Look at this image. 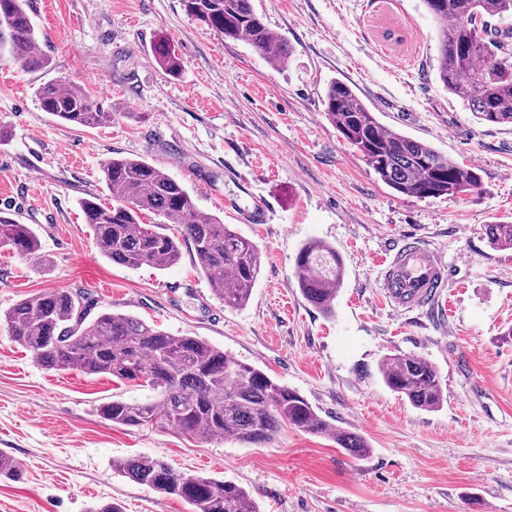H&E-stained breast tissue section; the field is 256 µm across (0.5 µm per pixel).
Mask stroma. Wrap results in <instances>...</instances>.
Masks as SVG:
<instances>
[{"mask_svg": "<svg viewBox=\"0 0 512 512\" xmlns=\"http://www.w3.org/2000/svg\"><path fill=\"white\" fill-rule=\"evenodd\" d=\"M292 55L267 63L245 42L186 14L181 0H29L50 66L0 57V212L32 225L41 256L0 248V311L47 290L89 293L96 311L131 314L199 336L299 391L336 427L361 435L359 460L328 436L285 427L265 448L103 419L102 403L142 401L149 388L105 375L47 370L0 325V512H192L138 485L112 462L149 456L175 470L233 482L260 512H512V249L485 227L512 223V127L477 123L437 79L435 26L422 0H253ZM396 40H385V31ZM167 37L183 61L157 63ZM354 89L386 127L477 168L482 190L419 200L377 179L327 120L321 93ZM85 88L112 121L94 127L43 112L36 88ZM42 159L39 172L26 165ZM111 157L153 161L261 253L248 303L225 307L198 270L191 243L163 270L102 256L78 202L110 194ZM267 222L250 215L258 202ZM415 237L436 250L450 281L438 307L400 311L377 288L389 252ZM310 239L343 257L333 316L301 296L294 259ZM434 364L446 400L414 408L378 373L384 357ZM155 58L159 64L170 74H177L182 66V59L175 53L174 48L164 39L154 45Z\"/></svg>", "mask_w": 512, "mask_h": 512, "instance_id": "1", "label": "stroma"}]
</instances>
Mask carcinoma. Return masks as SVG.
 Returning <instances> with one entry per match:
<instances>
[{
  "label": "carcinoma",
  "instance_id": "carcinoma-1",
  "mask_svg": "<svg viewBox=\"0 0 512 512\" xmlns=\"http://www.w3.org/2000/svg\"><path fill=\"white\" fill-rule=\"evenodd\" d=\"M437 27V74L477 120L512 126V0H423ZM198 22L245 40L264 60L277 65L290 57L288 41L274 33L252 0H182ZM0 53L11 54L28 69H41L49 58L37 49L38 36L26 0H0ZM155 58L170 74L182 59L164 39L154 45ZM41 109L57 120L81 127L112 121V113L81 87L60 81L40 85ZM326 118L355 149L377 178L397 193L419 200L477 192L480 175L432 145L384 127L347 83L334 79L323 93ZM111 202L79 201L84 221L101 253L131 269L167 268L180 260V242L194 246L201 273L212 291L230 308L249 301L261 271L257 246L213 215L201 213L184 185L164 169L139 158L112 157L101 163ZM161 218L147 224L148 215ZM176 227L178 235L163 232ZM489 243L512 248V224H489ZM26 258L39 256L35 229L0 216V243ZM302 297L320 313L334 312L346 270L335 246L310 240L295 257L294 271ZM89 297L52 290L18 300L0 314L12 342L47 369L70 368L86 375H108L138 382L154 397L128 402L114 399L100 415L125 427L177 429L200 442L232 440L264 446L285 425L313 435L330 436L336 445L363 460L366 440L337 429L299 392L264 371L245 364L199 336H175L136 316L100 313L90 316ZM385 385L416 408L433 412L444 402L439 371L415 355L381 360ZM112 469L156 492L175 495L193 512H259L248 492L229 481L177 472L146 456L112 461Z\"/></svg>",
  "mask_w": 512,
  "mask_h": 512
}]
</instances>
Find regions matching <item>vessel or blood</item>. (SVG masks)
Segmentation results:
<instances>
[{
    "label": "vessel or blood",
    "mask_w": 512,
    "mask_h": 512,
    "mask_svg": "<svg viewBox=\"0 0 512 512\" xmlns=\"http://www.w3.org/2000/svg\"><path fill=\"white\" fill-rule=\"evenodd\" d=\"M447 283L448 270L439 254L412 240L391 255L379 288L390 306L411 311L438 301Z\"/></svg>",
    "instance_id": "1"
}]
</instances>
